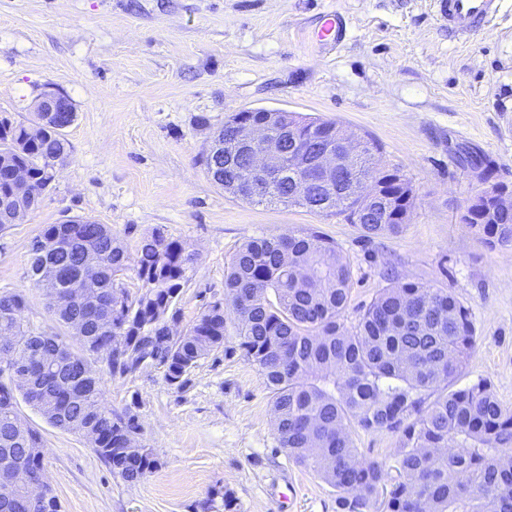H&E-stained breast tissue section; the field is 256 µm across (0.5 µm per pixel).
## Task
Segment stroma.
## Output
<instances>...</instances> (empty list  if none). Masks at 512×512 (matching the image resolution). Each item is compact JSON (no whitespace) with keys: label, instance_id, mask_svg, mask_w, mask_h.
Listing matches in <instances>:
<instances>
[{"label":"stroma","instance_id":"stroma-1","mask_svg":"<svg viewBox=\"0 0 512 512\" xmlns=\"http://www.w3.org/2000/svg\"><path fill=\"white\" fill-rule=\"evenodd\" d=\"M347 35L317 39L325 13ZM72 102L69 156L40 207L0 230V293L23 295L24 325L70 338L28 276L44 225L86 217L136 249L154 228L197 254L178 308L188 328L224 298V274L258 237L315 231L353 276L356 323L395 269L453 291L477 336L460 385L490 381L512 406V246L489 244L461 216L476 193L462 151L486 156L512 186V0L470 38L449 35L435 0H0V116L32 124L45 90ZM249 108L334 120L369 134L379 164L413 188L409 224L364 239L342 216L231 197L201 158L229 117ZM97 366L104 397L131 408L160 460L127 482L80 434L27 404L45 440V479L61 512H336V493L281 448L271 394L235 337L199 361L185 388L147 365L125 376ZM232 510H225V497Z\"/></svg>","mask_w":512,"mask_h":512}]
</instances>
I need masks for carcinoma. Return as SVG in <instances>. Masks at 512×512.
<instances>
[{"instance_id": "carcinoma-1", "label": "carcinoma", "mask_w": 512, "mask_h": 512, "mask_svg": "<svg viewBox=\"0 0 512 512\" xmlns=\"http://www.w3.org/2000/svg\"><path fill=\"white\" fill-rule=\"evenodd\" d=\"M36 124L0 119V228L37 210L53 181L51 162L68 157L62 127L73 112L36 113ZM274 120L283 148L302 149L317 119L298 127L293 112H238L220 129L242 133L250 123ZM378 145L363 136L361 152L348 165L340 208L317 199L308 209L343 215L364 237L397 235L412 209L410 182L375 160ZM202 162L213 181L224 186L240 178L239 160L208 155ZM27 172L25 195L11 181L14 170ZM300 178L283 172L265 191L245 190L258 204H282ZM372 179L381 197L368 203L354 197L353 180ZM477 206L476 233L502 246L512 245V214L495 211L487 219ZM64 242L71 252L95 251L97 294L72 310L52 312L68 327L75 315L88 326L79 350H70L71 372L59 374L45 351L54 335L24 325L22 295H0V339L28 354L21 374L0 376V445L43 469L44 439L32 427L13 440L12 417L18 399L36 408L51 425L74 423L97 433L96 453L126 481L145 478L160 466L151 449L130 445L139 432L130 409L117 411L102 400L103 379L89 356L123 341L108 353L109 372L124 376L144 365L163 369L166 381L184 387L198 362L224 345L226 315H233L235 339L243 357L263 375L272 394V414L280 447L336 489V512H512V407L491 383L480 379L454 387L476 343L469 309L450 290L403 281L390 269L387 285L348 326L352 270L336 244L316 232L254 238L241 246L224 276V303L203 310L183 335L163 333L167 320L180 321L177 300L188 282L195 254L161 228L142 239L136 255L112 230L76 217L47 224L36 237L29 277L41 287L51 273V250ZM139 285L123 283L128 271ZM399 434L393 456L398 478L385 463L360 457L353 434ZM0 512H60L58 497L47 489V506L33 505L20 493L4 495Z\"/></svg>"}]
</instances>
